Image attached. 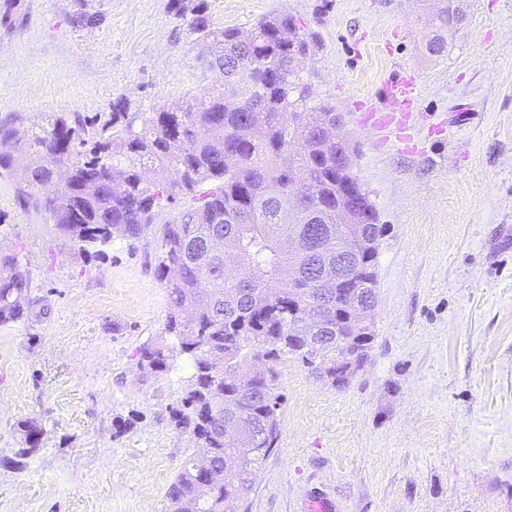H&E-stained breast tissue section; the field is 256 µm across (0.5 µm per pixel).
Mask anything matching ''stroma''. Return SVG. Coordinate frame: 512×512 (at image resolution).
Returning a JSON list of instances; mask_svg holds the SVG:
<instances>
[{"mask_svg": "<svg viewBox=\"0 0 512 512\" xmlns=\"http://www.w3.org/2000/svg\"><path fill=\"white\" fill-rule=\"evenodd\" d=\"M215 27L285 11L319 35L306 63L340 113L383 233L368 357L349 383L278 363L280 430L248 512H512V0H467L449 52L423 48L418 0H207ZM95 16L87 26L81 15ZM171 0H0V121L106 120L116 99L176 107L211 83ZM414 75L416 153L377 123ZM160 225L80 254L0 179V253L20 254L28 320L0 325V512H169L190 436V374L139 367L169 311ZM42 427L16 453L19 425Z\"/></svg>", "mask_w": 512, "mask_h": 512, "instance_id": "stroma-1", "label": "stroma"}]
</instances>
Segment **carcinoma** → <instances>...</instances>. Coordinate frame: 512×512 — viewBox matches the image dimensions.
<instances>
[{"label": "carcinoma", "instance_id": "cac0c4a2", "mask_svg": "<svg viewBox=\"0 0 512 512\" xmlns=\"http://www.w3.org/2000/svg\"><path fill=\"white\" fill-rule=\"evenodd\" d=\"M186 34L206 44L211 86L176 108L150 112L112 104L102 124L79 114L19 113L0 122V177L13 178L17 201L44 210L82 254L104 255L116 239L138 240L177 201L182 210L162 225L157 275L171 308L165 337L145 345L139 364L167 371L185 359L192 373L172 409L175 427L195 446L211 449L222 476L181 463L169 491V512H224L231 496L248 508L260 464L279 435L275 364L291 357L321 372L336 364V335L355 336L347 309L377 298L378 250L350 253L339 320L320 340L321 358H307L309 333L299 312L323 301L336 306L311 277L322 251L345 240L336 225L359 224L367 237L382 226L359 178L336 107L314 91L304 61L317 50L316 33L279 12L250 28L214 27L206 0H174ZM430 56L448 53L449 35L463 18L445 0L432 18L420 16ZM293 121H285V115ZM69 172L52 198L35 188ZM304 178L296 222L279 215V199ZM296 252L293 280L282 275L283 251ZM30 281L17 253L0 255V323L28 318ZM210 305L183 316L201 297ZM267 359V372L248 379V366ZM249 429L238 445L224 439V418ZM26 457L41 428L22 422Z\"/></svg>", "mask_w": 512, "mask_h": 512}]
</instances>
